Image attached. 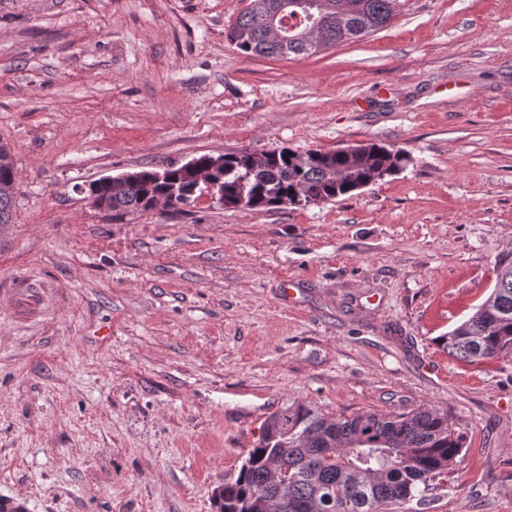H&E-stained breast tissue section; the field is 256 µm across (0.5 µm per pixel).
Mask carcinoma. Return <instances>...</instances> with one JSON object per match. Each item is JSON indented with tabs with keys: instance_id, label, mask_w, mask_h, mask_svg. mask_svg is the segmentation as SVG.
<instances>
[{
	"instance_id": "obj_1",
	"label": "carcinoma",
	"mask_w": 512,
	"mask_h": 512,
	"mask_svg": "<svg viewBox=\"0 0 512 512\" xmlns=\"http://www.w3.org/2000/svg\"><path fill=\"white\" fill-rule=\"evenodd\" d=\"M283 0H250L228 34L247 56L287 57L314 53L303 31L307 17L323 21L326 47L372 34L389 24L399 0H306L279 15L288 38L263 32L261 17ZM410 157L378 144H367L358 157L340 151H313L299 161L288 148L224 155L216 180L224 187L226 208L241 198L251 210L293 202L297 194L313 202L350 196L373 175L378 179L403 170ZM95 193L109 195L112 213L147 211L156 196L176 193L175 206L203 194L181 165L164 170L162 179L145 185L113 188L97 182ZM448 354L473 363L512 350V253L498 261V274L487 299L463 323L440 337ZM463 448L448 415L422 408L382 416L364 412L329 418L311 405L293 402L264 420L258 442L249 449L237 477L216 496L219 512H380L385 504L416 501L430 483L452 469Z\"/></svg>"
}]
</instances>
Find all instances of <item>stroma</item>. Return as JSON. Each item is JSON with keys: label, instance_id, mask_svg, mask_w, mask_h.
Segmentation results:
<instances>
[{"label": "stroma", "instance_id": "stroma-1", "mask_svg": "<svg viewBox=\"0 0 512 512\" xmlns=\"http://www.w3.org/2000/svg\"><path fill=\"white\" fill-rule=\"evenodd\" d=\"M250 0H0V497L217 512L263 421L446 413L427 512H512V353L438 344L512 251V0H399L312 55H242ZM376 143L400 173L270 211L113 218L93 183L201 155Z\"/></svg>", "mask_w": 512, "mask_h": 512}]
</instances>
